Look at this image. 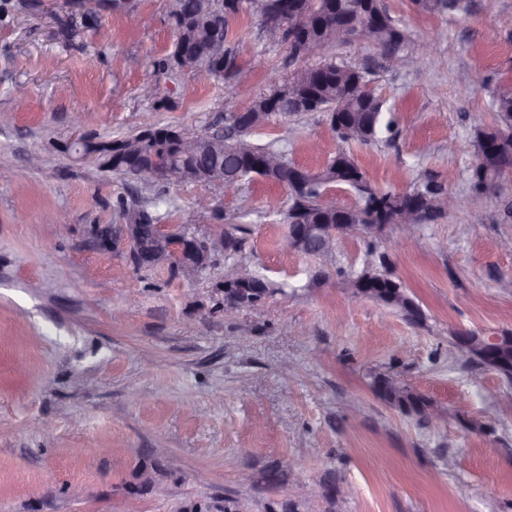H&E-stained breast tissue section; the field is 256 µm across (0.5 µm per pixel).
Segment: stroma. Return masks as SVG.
<instances>
[{"instance_id":"35a3bbf8","label":"stroma","mask_w":512,"mask_h":512,"mask_svg":"<svg viewBox=\"0 0 512 512\" xmlns=\"http://www.w3.org/2000/svg\"><path fill=\"white\" fill-rule=\"evenodd\" d=\"M421 66L370 43L336 50L361 68L400 130L344 143L320 112L254 135L311 169L347 149L381 190L426 180L467 202L416 227L387 224L312 256L289 248L286 189L255 179L146 184L100 167L108 145L154 122L202 135L300 73L248 16L235 67L205 81L159 61L174 50L169 0H6L0 13V512H512V384L462 358L461 330L512 333V172L470 190L475 132L512 89V0L422 15L385 0ZM483 88L466 85L474 71ZM153 202L170 228L231 230L195 278L138 266L122 227ZM195 221L181 225L183 212ZM116 246L101 241L102 230ZM403 282L411 322L349 288L365 261ZM245 268L274 294L228 316L221 286ZM425 396L392 407L378 379ZM481 420L489 432H472Z\"/></svg>"}]
</instances>
